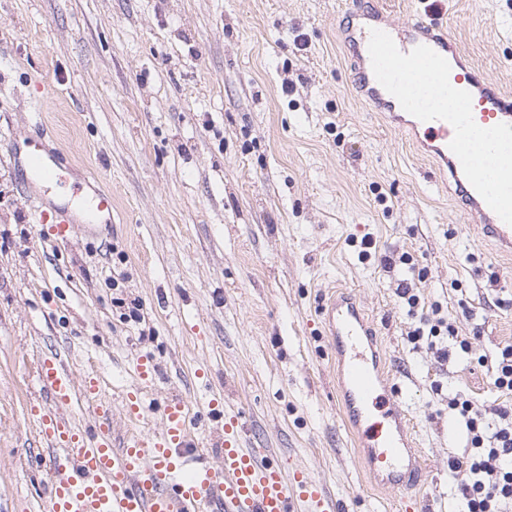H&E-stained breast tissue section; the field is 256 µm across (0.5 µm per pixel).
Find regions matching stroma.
<instances>
[{
    "instance_id": "35a3bbf8",
    "label": "stroma",
    "mask_w": 512,
    "mask_h": 512,
    "mask_svg": "<svg viewBox=\"0 0 512 512\" xmlns=\"http://www.w3.org/2000/svg\"><path fill=\"white\" fill-rule=\"evenodd\" d=\"M402 24L439 18L481 76L512 93V0H365ZM347 0H0V512H38L49 452L30 414L40 357L89 367L112 396L138 358L149 399L178 391L244 416L285 468L306 467L344 512L420 499L458 512L465 453L448 417L462 390L490 406L486 368L413 350L396 294L409 253L421 306L457 317L475 355L512 343V258L470 224L412 143L368 109L342 30ZM73 160L29 181L17 142ZM112 193L67 235L30 202ZM370 237L374 260L355 240ZM375 323L427 477L379 487L336 402L323 328L332 285ZM138 302L140 322L114 298ZM473 310L460 316V302Z\"/></svg>"
}]
</instances>
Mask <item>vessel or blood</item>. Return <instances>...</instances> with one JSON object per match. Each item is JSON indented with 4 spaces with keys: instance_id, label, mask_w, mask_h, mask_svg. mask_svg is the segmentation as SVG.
<instances>
[{
    "instance_id": "vessel-or-blood-1",
    "label": "vessel or blood",
    "mask_w": 512,
    "mask_h": 512,
    "mask_svg": "<svg viewBox=\"0 0 512 512\" xmlns=\"http://www.w3.org/2000/svg\"><path fill=\"white\" fill-rule=\"evenodd\" d=\"M344 41L356 60V84L368 107L387 111L391 126L432 160L441 182L455 185L485 236L512 255V196L490 202L478 170L482 163L497 167L512 184V96L463 63L456 42L436 21L418 18L399 26L374 10L347 27ZM419 76L430 77L436 93L454 85L470 108L468 124L496 129L502 151L476 162L466 124L456 113L410 110ZM23 163L33 176L50 179L60 158L44 155L33 143ZM32 208L39 222L67 232V209L50 213L38 201ZM323 312L343 420L355 429L370 473L399 488L420 471L401 407L402 388L384 373L376 330L353 293L330 297ZM136 371L138 382L123 398L129 427L121 434L97 375L88 372L78 380L63 358H40L37 381L46 401L32 413L50 452L49 488L40 512H337L333 494L305 469L286 471L273 449L249 442L239 413L216 401L196 411L179 394L147 402L152 359L141 357ZM78 398L92 416L85 426L71 413ZM149 413L158 418V428H139ZM201 418L217 430L219 450L211 461L197 453L192 437L191 428Z\"/></svg>"
}]
</instances>
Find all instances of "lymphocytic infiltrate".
Segmentation results:
<instances>
[{
	"label": "lymphocytic infiltrate",
	"mask_w": 512,
	"mask_h": 512,
	"mask_svg": "<svg viewBox=\"0 0 512 512\" xmlns=\"http://www.w3.org/2000/svg\"><path fill=\"white\" fill-rule=\"evenodd\" d=\"M419 315L408 333L415 349L442 360L473 356L470 341L459 334L455 319L442 315L439 305ZM476 359L487 368L505 402L486 409L465 393L449 396L448 411L469 453L463 459H450L448 468L453 472L463 468L468 473L459 488L464 512H512V344Z\"/></svg>",
	"instance_id": "1"
}]
</instances>
